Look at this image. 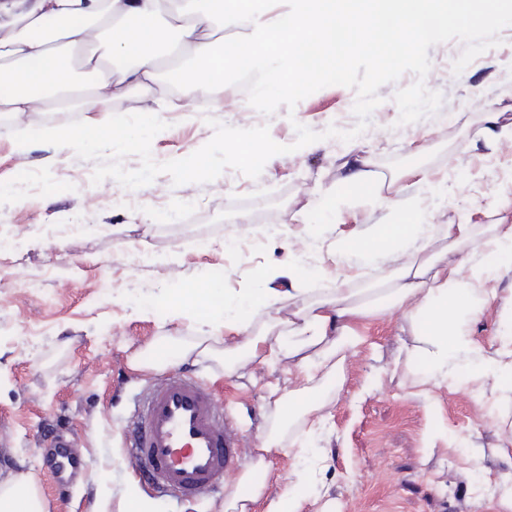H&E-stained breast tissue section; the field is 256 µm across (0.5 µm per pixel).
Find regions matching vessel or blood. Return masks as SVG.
Masks as SVG:
<instances>
[{
    "instance_id": "b4317fda",
    "label": "vessel or blood",
    "mask_w": 512,
    "mask_h": 512,
    "mask_svg": "<svg viewBox=\"0 0 512 512\" xmlns=\"http://www.w3.org/2000/svg\"><path fill=\"white\" fill-rule=\"evenodd\" d=\"M127 455L139 479L168 494L210 491L241 456L233 421L211 391L171 376L139 398L130 418Z\"/></svg>"
}]
</instances>
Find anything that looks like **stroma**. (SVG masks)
<instances>
[{
	"label": "stroma",
	"mask_w": 512,
	"mask_h": 512,
	"mask_svg": "<svg viewBox=\"0 0 512 512\" xmlns=\"http://www.w3.org/2000/svg\"><path fill=\"white\" fill-rule=\"evenodd\" d=\"M463 49L451 40L428 51L424 85L442 97L435 112L400 123L395 94L416 81L404 73L378 89L367 128L349 143L324 135L331 126L356 127V93L348 87H324L269 116L249 104L242 86L222 87L219 111L185 90V109L165 113L167 127L152 140L156 162L191 155L212 138L216 121L267 126L283 145L296 141L299 124L322 133L321 141L271 157L255 179L229 168L203 184L177 186L165 173L135 190L111 178L96 184L95 161L72 149L53 154L15 142L14 129L48 126L45 113L8 117L0 131V484L31 474L45 512H136L141 503L148 512H226L269 425L268 386L288 383L286 364L256 359L231 370L220 333L210 339V358L148 370L134 369L132 358L165 336L202 335V323L160 308L217 271L227 290L258 288L293 252L324 282L349 277L364 294L383 286L391 265L338 260L336 243L397 216L410 197L408 170L446 184L428 211H411L412 222L512 224V210L501 206L512 192V142L489 157L472 147L483 113L512 117V26L457 73ZM352 146L381 177L379 197L341 191ZM323 194L335 196L334 211L309 208ZM228 237L259 244L236 262L224 246ZM492 286L497 293L483 303L472 334L486 355L512 317V273ZM356 328L362 342L339 385L316 394L324 429L311 440L305 426L289 427L300 452L270 456L254 472L265 499L294 494L300 512H507L512 393L491 377L473 382L465 363L452 376L431 377L400 310ZM172 375L210 387L245 445L215 491L178 500L140 483L126 448L134 398ZM51 434L70 441L85 468L55 473L46 458ZM302 465L316 472L301 485L294 473Z\"/></svg>",
	"instance_id": "1"
}]
</instances>
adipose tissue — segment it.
Returning a JSON list of instances; mask_svg holds the SVG:
<instances>
[{"mask_svg":"<svg viewBox=\"0 0 512 512\" xmlns=\"http://www.w3.org/2000/svg\"><path fill=\"white\" fill-rule=\"evenodd\" d=\"M0 0V114L39 111L59 93L82 91L81 107L93 114L83 143L97 147L101 131L112 127V106L133 91H144L139 112L142 125L159 122L177 104L160 89L159 39L174 38L183 48L181 63L168 80L201 93L223 83L229 64L247 61L267 85L284 96L288 74L304 69L316 81L342 78L359 46L357 34L369 27L374 60L397 63L410 50L405 28L427 36L451 25L488 22V0ZM241 30L232 55H225L215 20ZM443 241L432 251L433 241ZM340 256H356L362 264L390 263L393 274L375 304L359 301L352 289L336 284L319 300L308 301L310 273L296 258L270 268L263 287L230 292L209 283L192 289V299L177 302L183 314L207 313V326L234 339L224 348L232 369L254 359L276 365L288 362L302 382L278 395L288 407L258 448L257 466L270 454H285V433L292 422L317 408L312 383L316 375L335 378L349 353L361 343L359 319L402 310L418 330L421 353L433 374L447 376L465 359H473L472 375L512 383V348L482 357L470 333V322L488 294L495 273L512 270V224L485 227L459 224H413L400 216L344 237ZM462 253L449 266V252ZM0 512H44L31 475L18 474L0 484Z\"/></svg>","mask_w":512,"mask_h":512,"instance_id":"ef3b65f1","label":"adipose tissue"}]
</instances>
